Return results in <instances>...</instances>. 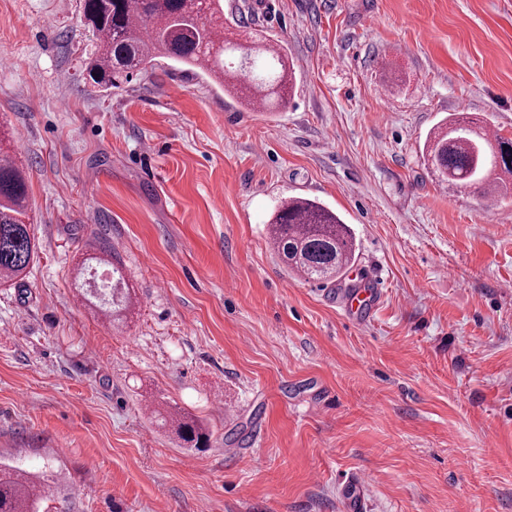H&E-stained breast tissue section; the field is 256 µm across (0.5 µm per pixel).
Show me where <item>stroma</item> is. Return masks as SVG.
Returning <instances> with one entry per match:
<instances>
[{"instance_id": "35a3bbf8", "label": "stroma", "mask_w": 512, "mask_h": 512, "mask_svg": "<svg viewBox=\"0 0 512 512\" xmlns=\"http://www.w3.org/2000/svg\"><path fill=\"white\" fill-rule=\"evenodd\" d=\"M82 0H0V133L40 245L0 285V460L39 512H512V190L493 213L424 142L460 107L512 139V0H224L296 86L256 112L156 59L94 85ZM353 235L329 284L272 249L281 201ZM106 245L132 303L74 286ZM376 273L364 323L337 293ZM195 418L207 447L170 420ZM123 274L120 268L114 266L112 263V293L111 302L110 299H106V296H99L95 291L89 289L90 296L88 300L91 308L95 311L100 312L106 317H111L113 320L119 319L118 317L122 314V311L126 309L128 304L131 302L130 293L125 291L123 288Z\"/></svg>"}]
</instances>
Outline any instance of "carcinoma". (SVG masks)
<instances>
[{
  "mask_svg": "<svg viewBox=\"0 0 512 512\" xmlns=\"http://www.w3.org/2000/svg\"><path fill=\"white\" fill-rule=\"evenodd\" d=\"M84 23L99 35L87 64L90 80L105 89L121 86L161 57L205 74H225L253 109L270 112L288 102L284 49L271 43L243 63L237 45L224 40V0H83ZM438 178L461 187L483 182L487 168L512 176V140L491 137L458 120L440 125L424 143ZM27 177L0 147V283L22 277L36 254ZM276 253L306 280L332 282L355 257L348 225L322 204L302 197L282 203L269 224ZM91 308L114 320L131 302L120 268L112 267L111 299L89 292ZM181 440L198 448L206 435L193 420L177 419ZM49 484L0 464V512H38Z\"/></svg>",
  "mask_w": 512,
  "mask_h": 512,
  "instance_id": "cac0c4a2",
  "label": "carcinoma"
}]
</instances>
